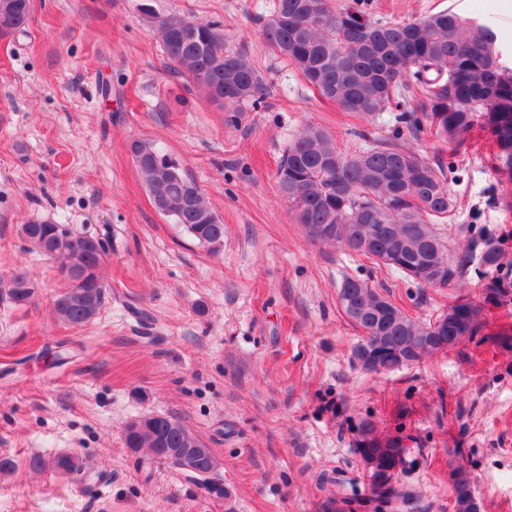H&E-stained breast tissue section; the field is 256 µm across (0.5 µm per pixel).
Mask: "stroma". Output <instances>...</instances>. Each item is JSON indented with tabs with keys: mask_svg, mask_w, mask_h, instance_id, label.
Masks as SVG:
<instances>
[{
	"mask_svg": "<svg viewBox=\"0 0 512 512\" xmlns=\"http://www.w3.org/2000/svg\"><path fill=\"white\" fill-rule=\"evenodd\" d=\"M140 0H32L23 33L0 39V276L26 267L31 303L0 302V512H350L323 471L354 473L358 424L417 448L398 480L411 512H453L448 473L463 467L480 512H512V303L488 302L472 259L461 283L479 303L477 336L388 373L355 366L360 331L339 300L345 278L410 315L448 307L453 289L420 288L337 246L313 241L277 184L305 125L344 149L399 137L453 168L455 215L441 230L501 252L512 283V183L488 131L451 146L399 128L394 113L361 118L321 98L266 45L272 0H156L164 14L224 25L268 92L258 106L211 102L171 74ZM372 19L408 22L451 10L490 27L512 67V0H367ZM142 139L177 159L224 224L198 243L153 205L128 152ZM107 238L111 295L92 323L52 310L65 281L19 233L29 220ZM71 358L54 360L58 344ZM167 414L212 448L229 495L132 451L124 429ZM80 472L55 470V456Z\"/></svg>",
	"mask_w": 512,
	"mask_h": 512,
	"instance_id": "1",
	"label": "stroma"
}]
</instances>
